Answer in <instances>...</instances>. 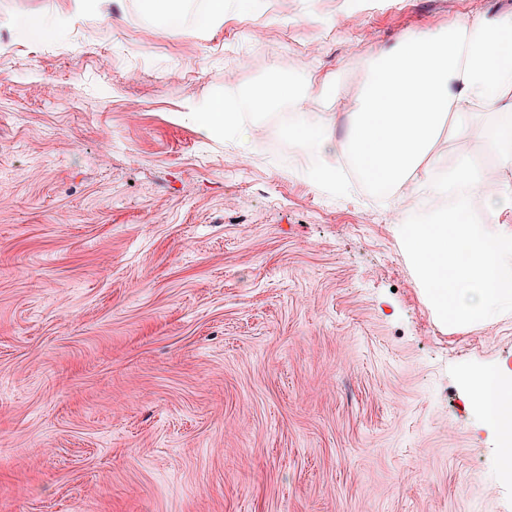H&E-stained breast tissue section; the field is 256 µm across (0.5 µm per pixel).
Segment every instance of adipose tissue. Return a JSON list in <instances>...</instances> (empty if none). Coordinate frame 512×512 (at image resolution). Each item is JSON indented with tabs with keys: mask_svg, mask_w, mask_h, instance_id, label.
<instances>
[{
	"mask_svg": "<svg viewBox=\"0 0 512 512\" xmlns=\"http://www.w3.org/2000/svg\"><path fill=\"white\" fill-rule=\"evenodd\" d=\"M268 98L264 87L245 96L228 87L189 118L205 136L232 137ZM478 105L499 113L486 134L502 163L511 164L512 15L405 34L375 53L343 140L332 138L330 112L304 113L291 131L314 160L312 178L330 189H343L338 164L348 159L376 188L409 183L426 198L446 200L445 208L420 218L397 217L394 232L435 322L455 331L512 311V184L465 158L451 167L429 158L444 114L465 135ZM478 196L488 205L482 215L473 208ZM469 384L472 405L498 436L500 471L512 477V367L471 374Z\"/></svg>",
	"mask_w": 512,
	"mask_h": 512,
	"instance_id": "ef3b65f1",
	"label": "adipose tissue"
}]
</instances>
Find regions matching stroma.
<instances>
[{
	"label": "stroma",
	"mask_w": 512,
	"mask_h": 512,
	"mask_svg": "<svg viewBox=\"0 0 512 512\" xmlns=\"http://www.w3.org/2000/svg\"><path fill=\"white\" fill-rule=\"evenodd\" d=\"M50 2L67 20L22 36ZM72 6L0 0V512H512L465 378L512 365V312L437 325L407 192L331 193L289 135L345 119L376 49L512 0ZM230 71L334 98L209 139L185 114ZM433 151L498 157L478 131Z\"/></svg>",
	"instance_id": "stroma-1"
}]
</instances>
